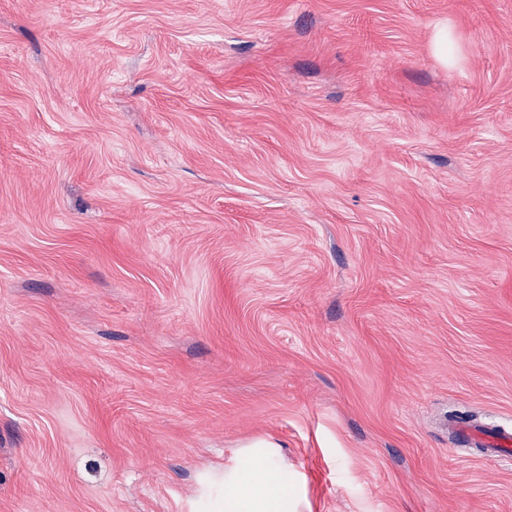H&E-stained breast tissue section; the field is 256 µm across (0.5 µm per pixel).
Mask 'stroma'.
<instances>
[{"instance_id":"stroma-1","label":"stroma","mask_w":512,"mask_h":512,"mask_svg":"<svg viewBox=\"0 0 512 512\" xmlns=\"http://www.w3.org/2000/svg\"><path fill=\"white\" fill-rule=\"evenodd\" d=\"M448 34V54L436 42ZM512 0H0V512H512ZM452 431L458 446L476 443L483 455L497 460H512V429L487 428L473 419L459 418L452 422ZM288 472L270 452H255L224 473V496L212 512H290Z\"/></svg>"}]
</instances>
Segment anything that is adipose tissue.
I'll return each mask as SVG.
<instances>
[{
  "label": "adipose tissue",
  "mask_w": 512,
  "mask_h": 512,
  "mask_svg": "<svg viewBox=\"0 0 512 512\" xmlns=\"http://www.w3.org/2000/svg\"><path fill=\"white\" fill-rule=\"evenodd\" d=\"M290 479L275 457L255 452L224 474L213 512H291Z\"/></svg>",
  "instance_id": "obj_1"
}]
</instances>
